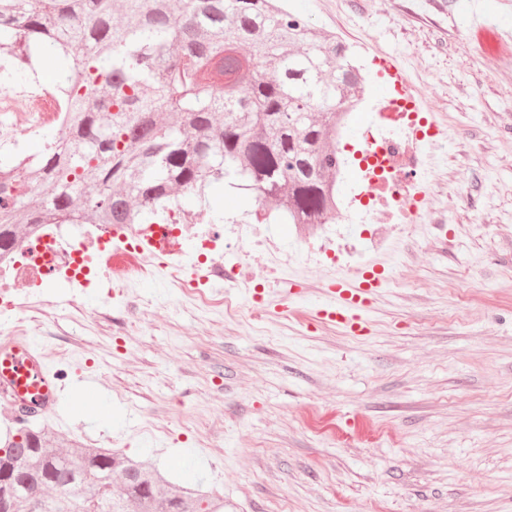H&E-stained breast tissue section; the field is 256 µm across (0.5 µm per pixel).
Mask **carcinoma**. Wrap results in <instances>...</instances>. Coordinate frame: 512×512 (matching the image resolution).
I'll return each instance as SVG.
<instances>
[{"label":"carcinoma","mask_w":512,"mask_h":512,"mask_svg":"<svg viewBox=\"0 0 512 512\" xmlns=\"http://www.w3.org/2000/svg\"><path fill=\"white\" fill-rule=\"evenodd\" d=\"M122 6L116 22L114 0H0V55L30 67L50 52L66 74L58 134L0 180V251L36 224L202 213L227 186L284 224L335 221L336 109L360 77L349 47L279 0ZM53 442L41 423L0 435V512H224L143 461Z\"/></svg>","instance_id":"cac0c4a2"}]
</instances>
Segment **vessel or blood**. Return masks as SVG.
<instances>
[{
  "label": "vessel or blood",
  "instance_id": "1",
  "mask_svg": "<svg viewBox=\"0 0 512 512\" xmlns=\"http://www.w3.org/2000/svg\"><path fill=\"white\" fill-rule=\"evenodd\" d=\"M380 283V277L372 274L365 277L361 287L329 290L327 317L346 327H355L356 309L364 306L371 289ZM59 389L58 375L43 365L29 341L0 344V395L9 397L21 415L52 412Z\"/></svg>",
  "mask_w": 512,
  "mask_h": 512
}]
</instances>
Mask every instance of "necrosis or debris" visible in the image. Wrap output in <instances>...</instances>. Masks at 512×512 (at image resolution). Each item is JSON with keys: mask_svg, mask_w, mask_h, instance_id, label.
I'll list each match as a JSON object with an SVG mask.
<instances>
[{"mask_svg": "<svg viewBox=\"0 0 512 512\" xmlns=\"http://www.w3.org/2000/svg\"><path fill=\"white\" fill-rule=\"evenodd\" d=\"M379 116L366 128L358 158L357 194L366 197L369 212L360 234L334 224H299L296 251L289 255L259 224H229L221 231L183 217L169 224H41L0 253V312L25 306L49 320L57 304L38 290L50 282L123 288L159 275L186 301L231 319L233 291L249 287L255 258L266 259L270 283L283 291L288 283L279 271L293 256L327 269L358 270L364 254L387 250L394 237L419 223L421 197H437L449 188L438 176L444 129L425 115L405 84L392 85ZM62 118L50 93L0 87V146ZM186 239L192 240V251L183 250ZM224 239L234 243L235 262H226L219 248Z\"/></svg>", "mask_w": 512, "mask_h": 512, "instance_id": "necrosis-or-debris-1", "label": "necrosis or debris"}]
</instances>
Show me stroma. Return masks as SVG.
Listing matches in <instances>:
<instances>
[{"label":"stroma","mask_w":512,"mask_h":512,"mask_svg":"<svg viewBox=\"0 0 512 512\" xmlns=\"http://www.w3.org/2000/svg\"><path fill=\"white\" fill-rule=\"evenodd\" d=\"M368 70L394 56L448 130L465 202L425 219L368 266L396 277L351 334L323 321L331 283L291 262L298 320L234 322L149 280L55 285V321L30 341L65 380L46 423L152 462L176 485L223 495L224 512H512V0H285ZM448 228L447 241L431 227ZM67 358H57L58 349ZM97 395L86 400L83 380Z\"/></svg>","instance_id":"stroma-1"}]
</instances>
